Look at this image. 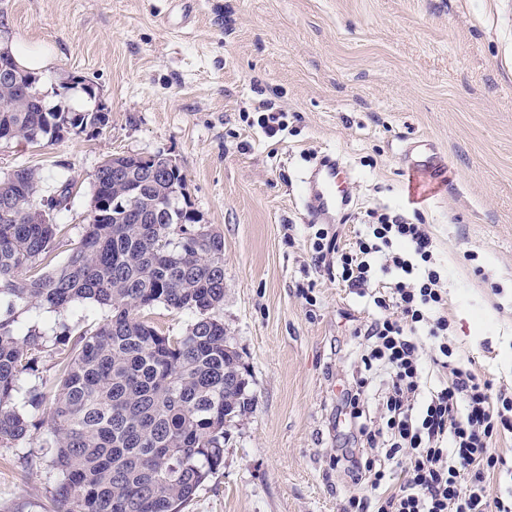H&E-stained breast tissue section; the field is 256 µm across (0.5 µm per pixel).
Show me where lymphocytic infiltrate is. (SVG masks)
<instances>
[{"mask_svg":"<svg viewBox=\"0 0 512 512\" xmlns=\"http://www.w3.org/2000/svg\"><path fill=\"white\" fill-rule=\"evenodd\" d=\"M353 238L318 228L316 263L366 300L356 358L336 400L350 445L336 467L353 512H512V395L450 337L445 277L425 224L368 209Z\"/></svg>","mask_w":512,"mask_h":512,"instance_id":"obj_1","label":"lymphocytic infiltrate"}]
</instances>
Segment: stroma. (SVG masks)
I'll return each mask as SVG.
<instances>
[{
    "label": "stroma",
    "mask_w": 512,
    "mask_h": 512,
    "mask_svg": "<svg viewBox=\"0 0 512 512\" xmlns=\"http://www.w3.org/2000/svg\"><path fill=\"white\" fill-rule=\"evenodd\" d=\"M0 0V37L52 48L49 105L107 113L41 146L0 143V176L39 167L64 262L87 224L92 178L115 155L161 154L224 238L218 309L251 375L252 412L230 426L224 467L184 512H346L333 464L338 381L363 302L314 261L301 181L332 151L357 203L422 217L448 287L460 350L512 392V0ZM72 93L59 96V85ZM93 85L77 103L74 90ZM287 112L266 137L258 101ZM446 174L411 201L408 140ZM312 289L306 304L299 288ZM58 475L31 448L0 447V512H51Z\"/></svg>",
    "instance_id": "stroma-1"
}]
</instances>
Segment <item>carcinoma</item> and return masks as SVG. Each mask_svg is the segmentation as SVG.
<instances>
[{
    "label": "carcinoma",
    "mask_w": 512,
    "mask_h": 512,
    "mask_svg": "<svg viewBox=\"0 0 512 512\" xmlns=\"http://www.w3.org/2000/svg\"><path fill=\"white\" fill-rule=\"evenodd\" d=\"M18 75L15 86L0 83V128H12L16 139L58 140L107 123L104 112L48 109L40 76ZM40 182L30 166L0 179V447L35 442L50 458L61 475L53 512H183L224 468V423L243 420L255 404L241 356L214 316L224 301V237L155 214L157 190L149 185L138 207L152 218L131 219L112 201L108 159L93 178L97 217L53 267L62 231L54 215L67 207L69 187L41 205L45 223L31 224ZM162 190H187L183 172H168ZM77 302L107 315L77 330L61 321L55 336L36 324L17 326L19 304L62 315ZM159 305L193 315L182 335L146 317ZM50 343L60 374L38 377V354ZM29 375L32 406L53 391L54 428L45 437L13 402Z\"/></svg>",
    "instance_id": "carcinoma-1"
}]
</instances>
